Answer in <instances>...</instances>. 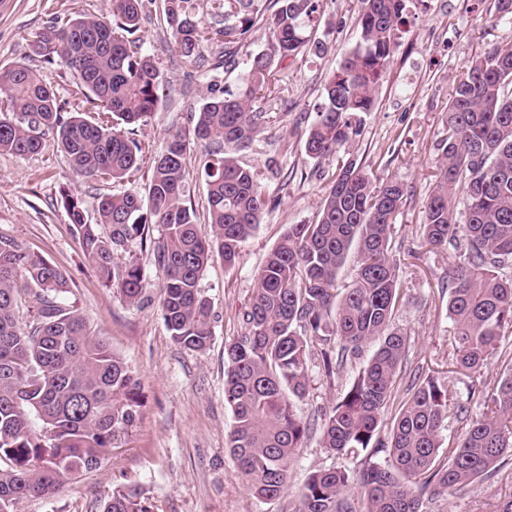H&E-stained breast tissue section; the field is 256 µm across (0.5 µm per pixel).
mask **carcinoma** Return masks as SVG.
I'll use <instances>...</instances> for the list:
<instances>
[{
  "label": "carcinoma",
  "mask_w": 512,
  "mask_h": 512,
  "mask_svg": "<svg viewBox=\"0 0 512 512\" xmlns=\"http://www.w3.org/2000/svg\"><path fill=\"white\" fill-rule=\"evenodd\" d=\"M151 0H111L107 15L53 19L35 36L31 53L60 63L73 75V93L87 112H68L52 87L25 61L0 68V152L40 153L56 136L77 176L123 182L140 168L143 147L134 138L163 102L164 77L138 36ZM164 0L171 51L194 70L232 65L243 36L261 25L274 52L290 57L310 44L320 0ZM404 0H359V41L324 87L325 102L308 130L305 153L337 161L338 174L317 218L290 224L267 254L243 315L244 332L224 350V403L233 415L227 446L251 495L264 502L284 492L288 468L310 425L297 413L310 383V343L320 342L317 364L336 375L363 344L379 345L322 420V445L337 453L367 448L358 471L318 469L301 493L299 512H430L433 497L482 482L512 457V372L500 378L491 405L471 421L461 443L444 447L453 392L435 375L414 377L404 396L395 384L406 360V336L393 326L404 283L391 252L392 226L409 190L388 177L374 183L355 160L344 158L359 136L356 116L371 110L374 93L399 46ZM490 18L512 22V0H493ZM224 47V57L205 49ZM272 57H250L245 89L211 95L191 124L169 134L155 153L145 192L97 198L99 222L85 219L77 193L61 195L69 224L106 286L137 304L144 275L136 261H114L131 240L152 253L163 270L161 311L173 341L203 351L213 317L199 282L214 254L233 264L254 235L267 199L255 172L235 153L257 137L265 113L256 102L280 87ZM206 142L203 159L207 223L202 237L184 200L186 154ZM439 174L430 187L418 246L453 250L448 267V317L454 324L457 366L488 367L500 339L512 333V44L474 57L457 78L438 143ZM154 224L162 234L150 233ZM354 258L350 281L338 274ZM26 280L35 304L22 329L16 309ZM66 274L17 242L0 238V512L23 499L58 493L96 468L139 420L135 371L88 319L67 303ZM394 407L387 438L381 416ZM385 454L384 462L372 456ZM102 512H154L136 485L112 490Z\"/></svg>",
  "instance_id": "obj_1"
}]
</instances>
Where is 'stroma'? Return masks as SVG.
I'll return each mask as SVG.
<instances>
[{"label":"stroma","instance_id":"obj_1","mask_svg":"<svg viewBox=\"0 0 512 512\" xmlns=\"http://www.w3.org/2000/svg\"><path fill=\"white\" fill-rule=\"evenodd\" d=\"M479 0H406L402 38L380 81L371 111L359 113L361 134L352 152L364 170L380 179L394 177L412 187L392 233V252L400 261L405 284L393 324L406 333L407 369L433 374L456 391L458 401L448 407L444 437L457 446L465 432V416L484 410L483 400L500 377L512 370V335L505 336L484 375L475 377L457 368L453 359V324L442 293L452 251L421 250L409 255L416 228L423 221L427 190L438 173L436 143L445 124L455 79L471 59L495 44L512 43V24L491 21L477 7ZM110 0H0V64L26 61L53 87L66 111L85 105L72 93V76L65 66L49 65L33 56L28 45L50 20L108 13ZM161 0L142 27L145 50L153 55L168 80L163 106L147 126L137 131L147 152L134 180L106 183L77 178L54 138H47L36 155L0 153V237L13 239L26 250L41 254L61 269L70 282V303L88 319L136 371L143 406L140 419L122 447L109 460L68 484L50 498H29L19 512H100L103 498L113 489L134 482L154 505V512H298L300 493L308 474L317 469L359 468L362 454H338L323 448L311 435L289 467L288 487L273 502L257 501L227 446L232 414L224 404V347L243 331L241 317L248 307L254 276L267 253L291 224L315 219L335 178V164L309 158L305 134L324 102L323 88L342 58L359 39L358 0H324L315 39L325 52L303 51L278 60L284 80L280 92L260 100L271 117L251 146L238 154L240 163L257 174L269 199L255 234L240 248L233 265L214 256L200 287L214 317L213 339L202 352L179 347L172 340L160 312L163 272L149 252L133 240L114 254L116 262L136 260L146 284L141 303L129 304L122 294L105 287L85 257L61 204V191L82 194L88 221H96L97 195L143 190L152 153L168 134L187 127L201 98L208 92L238 93L248 74L249 59L272 53L264 29L246 35L232 69L205 68L188 72L170 51V30ZM205 145L192 147L188 159L185 197L198 217V230L211 237L202 171ZM376 349L363 344L357 356L334 378L311 369L306 397L297 408L312 427L336 404ZM512 496V460L503 461L488 482L465 486L435 497L432 512H496Z\"/></svg>","mask_w":512,"mask_h":512}]
</instances>
